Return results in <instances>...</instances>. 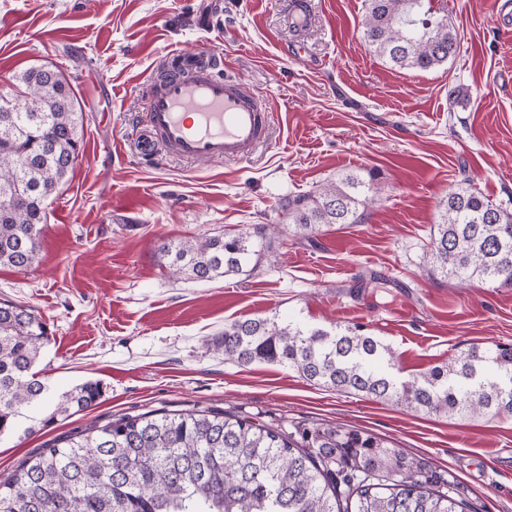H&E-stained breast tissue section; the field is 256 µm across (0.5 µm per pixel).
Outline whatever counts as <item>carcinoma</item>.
<instances>
[{"instance_id":"1","label":"carcinoma","mask_w":512,"mask_h":512,"mask_svg":"<svg viewBox=\"0 0 512 512\" xmlns=\"http://www.w3.org/2000/svg\"><path fill=\"white\" fill-rule=\"evenodd\" d=\"M362 38L399 70L429 71L458 55L448 16L425 0H365ZM14 111L0 100V265L24 270L40 255L45 202L72 172L83 115L62 72L31 67ZM375 194L357 174L290 196L288 230L362 224ZM268 225L241 224L207 238L168 240L160 259L177 277L210 282L248 276L266 258ZM431 276L512 286V212L467 188L439 202L426 252ZM49 344L32 308L0 301V436L36 405L47 427L103 396L87 381L58 396L33 368ZM224 361L276 364L339 393L436 417L512 416V345L471 346L401 379L392 347L358 326L326 330L276 317L237 319L213 339ZM0 512H473L455 481L358 429L298 425L293 431L219 408L109 416L61 434L0 482Z\"/></svg>"}]
</instances>
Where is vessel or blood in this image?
<instances>
[{"instance_id":"obj_1","label":"vessel or blood","mask_w":512,"mask_h":512,"mask_svg":"<svg viewBox=\"0 0 512 512\" xmlns=\"http://www.w3.org/2000/svg\"><path fill=\"white\" fill-rule=\"evenodd\" d=\"M293 31L311 23V0H285ZM148 120L133 139L140 158L170 155L194 162L244 159L270 136L274 113L224 63L200 46L171 51L147 77Z\"/></svg>"}]
</instances>
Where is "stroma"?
Segmentation results:
<instances>
[{"mask_svg":"<svg viewBox=\"0 0 512 512\" xmlns=\"http://www.w3.org/2000/svg\"><path fill=\"white\" fill-rule=\"evenodd\" d=\"M283 0H0V90L59 69L83 117L73 172L50 197L40 259L0 267V299L33 307L50 342L36 365L58 395L101 381L98 405L0 437V481L58 434L107 416L221 408L272 426L333 423L375 434L451 474L475 512H512V417L444 419L310 384L273 364L225 362L227 322L278 316L360 324L399 356L401 378L472 344H512V287L428 275L438 203L473 187L512 211V32L495 0H434L461 37L430 71L396 70L361 38L364 0H314L294 36ZM206 45L277 115L270 141L223 162L143 165L130 140L140 87L161 56ZM376 177L365 223L270 235L250 277L196 283L162 266L167 239L279 225L292 195L348 174ZM378 273L387 283L361 288Z\"/></svg>","mask_w":512,"mask_h":512,"instance_id":"stroma-1","label":"stroma"}]
</instances>
